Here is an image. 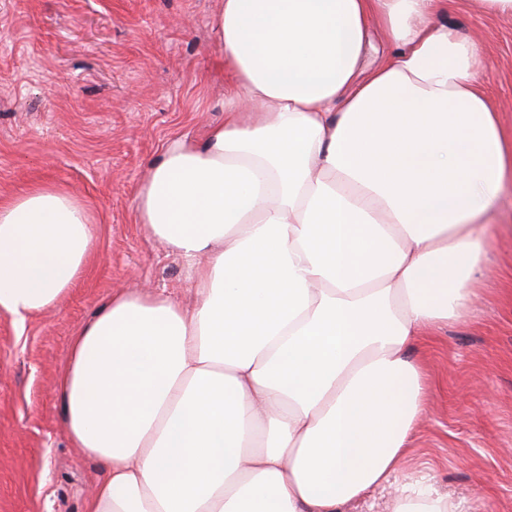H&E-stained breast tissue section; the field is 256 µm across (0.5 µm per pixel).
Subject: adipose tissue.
<instances>
[{"label":"adipose tissue","instance_id":"1","mask_svg":"<svg viewBox=\"0 0 512 512\" xmlns=\"http://www.w3.org/2000/svg\"><path fill=\"white\" fill-rule=\"evenodd\" d=\"M448 0H223L224 122L172 140L137 215L189 300L118 294L56 382L105 478L87 512H460L401 463L427 413L415 342L466 318L512 185L483 51ZM387 53L360 77L372 28ZM95 249L59 187L0 203V310L57 306Z\"/></svg>","mask_w":512,"mask_h":512}]
</instances>
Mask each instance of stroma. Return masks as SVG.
Listing matches in <instances>:
<instances>
[{"label": "stroma", "instance_id": "35a3bbf8", "mask_svg": "<svg viewBox=\"0 0 512 512\" xmlns=\"http://www.w3.org/2000/svg\"><path fill=\"white\" fill-rule=\"evenodd\" d=\"M220 0H0V200L37 184L91 209L97 246L56 307L0 311V512H85L101 463L69 440L55 383L76 328L112 294L188 299L186 263L137 219L167 143L224 120ZM443 22L476 40L486 88L512 135V17L454 0ZM472 319L417 342L429 414L402 470L465 512H512V195L503 199Z\"/></svg>", "mask_w": 512, "mask_h": 512}]
</instances>
